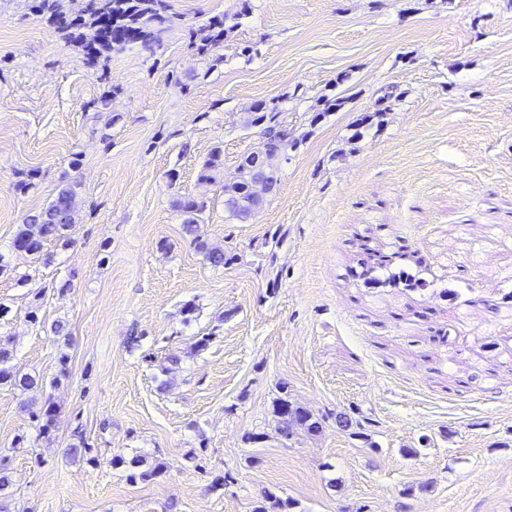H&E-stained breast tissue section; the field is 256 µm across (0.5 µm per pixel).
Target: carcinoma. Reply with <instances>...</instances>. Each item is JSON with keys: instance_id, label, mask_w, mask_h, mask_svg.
<instances>
[{"instance_id": "obj_1", "label": "carcinoma", "mask_w": 512, "mask_h": 512, "mask_svg": "<svg viewBox=\"0 0 512 512\" xmlns=\"http://www.w3.org/2000/svg\"><path fill=\"white\" fill-rule=\"evenodd\" d=\"M38 10L50 20L54 29L68 34L76 24L75 18L64 12L58 0H39ZM82 19L86 43L95 45L96 51L85 53L91 65H102L105 57L116 48L129 44H138L144 50L153 52L162 42V35L168 29L170 17L167 14L166 0H85ZM224 21L215 20L211 23V35L199 42L190 40L193 51L200 55H210L224 42V32L217 26ZM277 108L261 105L253 123L261 128L262 141L254 154L265 160V167L260 175L270 184L278 182V167L275 161L286 158L288 147L292 145L288 128L275 120ZM242 179L237 183L224 185V210L229 216L245 221L259 209L264 198L249 192L247 183L253 175L248 162L240 165ZM76 193L72 186L61 189L49 206L29 215L25 223L20 225L15 234L12 247L16 251L41 254L44 247L55 242L62 247L72 244L68 230L73 221L76 207ZM179 208L185 215L183 229L192 236V242L199 253L215 267L227 263L224 249L211 243L201 232L200 221L203 206L191 198L179 201ZM13 348L8 336H0V386L6 385L22 392L38 386L39 379L28 373H21L12 365ZM273 414L276 417L277 429L284 438L293 435L297 428L310 434H318L323 429L325 419L315 417L310 412L294 405L288 395L274 401ZM33 418L39 423L40 432L46 434L56 425L57 414L53 405L45 403L40 409L32 412ZM120 464L129 470V478L134 482L153 480L167 471L163 461L148 465L137 456L122 460ZM262 502L254 512H287L288 502L271 494L261 495Z\"/></svg>"}]
</instances>
